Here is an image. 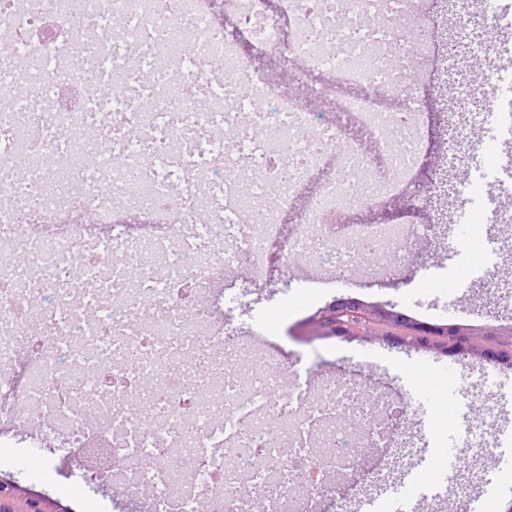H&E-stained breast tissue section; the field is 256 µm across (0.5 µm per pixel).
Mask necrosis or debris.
I'll return each instance as SVG.
<instances>
[{
	"mask_svg": "<svg viewBox=\"0 0 512 512\" xmlns=\"http://www.w3.org/2000/svg\"><path fill=\"white\" fill-rule=\"evenodd\" d=\"M224 6L220 19L208 0H0V422L37 418L96 448L152 512H198L204 494L252 512L242 485L270 477L316 512L312 444L324 474L358 470L361 445L394 448L393 409L353 382L313 403L276 372L241 377L246 347L208 332L190 290L226 264L261 279L282 214L337 149L288 250L345 279L396 244L389 225L323 218L424 202L409 188L427 150L414 75L435 26L424 0ZM285 62L300 93L266 77ZM93 75L116 90L90 93ZM333 112L389 162L351 147ZM117 202L145 217L139 233L112 224Z\"/></svg>",
	"mask_w": 512,
	"mask_h": 512,
	"instance_id": "obj_1",
	"label": "necrosis or debris"
}]
</instances>
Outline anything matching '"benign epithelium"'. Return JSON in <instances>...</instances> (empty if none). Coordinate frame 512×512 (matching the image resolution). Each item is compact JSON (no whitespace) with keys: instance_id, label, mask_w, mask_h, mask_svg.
<instances>
[{"instance_id":"obj_1","label":"benign epithelium","mask_w":512,"mask_h":512,"mask_svg":"<svg viewBox=\"0 0 512 512\" xmlns=\"http://www.w3.org/2000/svg\"><path fill=\"white\" fill-rule=\"evenodd\" d=\"M322 319L341 336L355 337L360 331H367L378 324L404 325L411 330L410 339L418 346L431 348L436 346V338L449 336L454 340V352L463 355L475 352L471 338L463 334L458 326L411 323L398 312L382 306H367L352 297H343L331 304ZM0 512L54 510L43 501L21 499L16 488L0 480Z\"/></svg>"}]
</instances>
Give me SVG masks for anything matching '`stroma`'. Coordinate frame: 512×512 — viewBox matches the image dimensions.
Here are the masks:
<instances>
[{"instance_id": "1", "label": "stroma", "mask_w": 512, "mask_h": 512, "mask_svg": "<svg viewBox=\"0 0 512 512\" xmlns=\"http://www.w3.org/2000/svg\"><path fill=\"white\" fill-rule=\"evenodd\" d=\"M498 65L512 68V53L462 55L446 62L431 57L435 88L426 101L423 133L427 153L414 172L416 180L434 182L431 197L418 207L399 199L355 206L345 213L349 225L390 222L418 226L419 234L398 249L395 260L366 255L354 277L342 282L335 272L313 270L277 245L269 252L262 279L253 280L247 266H233L196 293L197 304L227 339L249 330L255 310L268 311L266 338L254 344L253 366L262 370L277 367L285 375L299 377L315 393L325 382L353 379L367 391H380L403 407L410 398L406 371L420 363H453L457 370L452 393H445L443 381L430 375L424 379L435 393L433 426L448 425L454 440L481 425L512 434V398L486 405L476 384L486 371L512 383L511 368L494 364L479 352L461 356L392 340L384 326L375 327L371 335L350 338L333 334L316 321L318 312L334 300L351 296L367 305L400 312L415 322L464 328L479 351L504 350L511 345L502 332L512 326V299L477 279H461L457 265L463 259L480 265L482 247L491 243L505 259L503 275L512 278V223L485 225L476 242L463 225L450 220L463 170L449 155L448 143L454 138L475 142L484 134L478 126L460 124L453 112V88L460 73H470L473 84L479 85ZM429 273L436 282L422 287L421 280ZM402 427L409 439L398 458L385 459L376 449H365L360 474L339 471L330 477L318 500V512H357L361 495L387 493L399 484L403 470L426 451L413 418H405ZM39 431V426L31 424H0V479L15 484L22 497L42 500L54 512H149L144 495L128 493L118 483H92L83 457L77 448L65 447L63 439L48 441L52 450L48 462L25 465V441ZM495 481L500 484V494L493 512H507L512 506V468L499 464L495 454L472 450L465 474L451 475L442 493H425L417 512H465L468 498Z\"/></svg>"}]
</instances>
